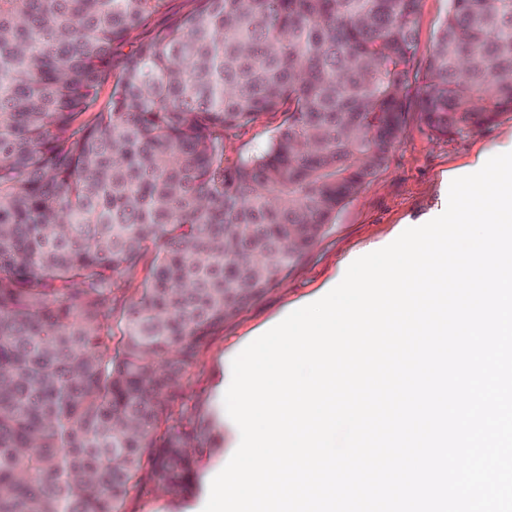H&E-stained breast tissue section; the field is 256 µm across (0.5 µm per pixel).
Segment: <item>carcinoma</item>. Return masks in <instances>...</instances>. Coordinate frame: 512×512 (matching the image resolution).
Returning <instances> with one entry per match:
<instances>
[{
	"label": "carcinoma",
	"mask_w": 512,
	"mask_h": 512,
	"mask_svg": "<svg viewBox=\"0 0 512 512\" xmlns=\"http://www.w3.org/2000/svg\"><path fill=\"white\" fill-rule=\"evenodd\" d=\"M168 3L0 0V512L188 493L224 442L180 401L208 336L307 255L405 112L437 136L512 112V0H449L423 74L419 0H193L115 63ZM166 20L167 14H158L152 18L146 27L135 32L130 38L116 42L114 45V57L121 59L131 54L137 48L140 39L152 37L165 25ZM281 120L280 112L269 114L258 124L243 130L236 136L225 139L224 159L226 163L234 165L242 158L259 153Z\"/></svg>",
	"instance_id": "obj_1"
}]
</instances>
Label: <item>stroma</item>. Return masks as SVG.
<instances>
[{
	"mask_svg": "<svg viewBox=\"0 0 512 512\" xmlns=\"http://www.w3.org/2000/svg\"><path fill=\"white\" fill-rule=\"evenodd\" d=\"M448 0H421L416 18L417 65H424L435 42ZM282 120L281 114L265 116L258 124L225 139L224 159L236 164L265 146ZM512 140V112L493 124L445 137L432 134L418 113L405 115L402 134L388 162L362 191L348 200L309 254L282 283L225 321L201 348L192 367V378L181 395L198 415H214L224 426V450L207 461L197 485L181 502V512H203L210 483L227 464L240 442V432L224 405L214 402L232 378L231 362L261 328L285 310L318 293L331 281L342 279L357 258L392 243L405 229L422 225L448 201L452 177L478 171L495 146Z\"/></svg>",
	"mask_w": 512,
	"mask_h": 512,
	"instance_id": "1",
	"label": "stroma"
}]
</instances>
